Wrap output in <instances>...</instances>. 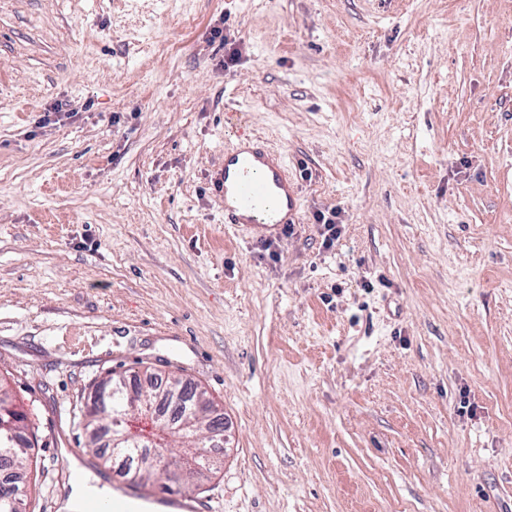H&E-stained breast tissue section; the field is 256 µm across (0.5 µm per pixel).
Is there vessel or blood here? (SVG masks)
Returning a JSON list of instances; mask_svg holds the SVG:
<instances>
[{"mask_svg": "<svg viewBox=\"0 0 512 512\" xmlns=\"http://www.w3.org/2000/svg\"><path fill=\"white\" fill-rule=\"evenodd\" d=\"M224 201V221L260 238L285 234L299 221V187L284 155L257 138L224 150V164L214 180ZM139 492L124 486L108 499H88L82 512H141Z\"/></svg>", "mask_w": 512, "mask_h": 512, "instance_id": "b4317fda", "label": "vessel or blood"}]
</instances>
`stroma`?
I'll return each mask as SVG.
<instances>
[{
    "mask_svg": "<svg viewBox=\"0 0 512 512\" xmlns=\"http://www.w3.org/2000/svg\"><path fill=\"white\" fill-rule=\"evenodd\" d=\"M231 112L285 153L293 234L226 226ZM110 372L205 391L222 465L191 494L221 512H512V0H0V381L35 512L65 465L125 483L81 424ZM338 212L335 210L317 212L314 216L316 224H321V235L324 237L323 244L326 248H332L335 241L340 237L341 230L336 221ZM33 440L30 441L29 438H24L22 443H20L16 448H13V472L9 475L16 483H24L30 479L32 473V466L35 464V468L37 466L36 460H33L34 456L31 453L33 448L35 447L34 443V435L31 433Z\"/></svg>",
    "mask_w": 512,
    "mask_h": 512,
    "instance_id": "1",
    "label": "stroma"
}]
</instances>
